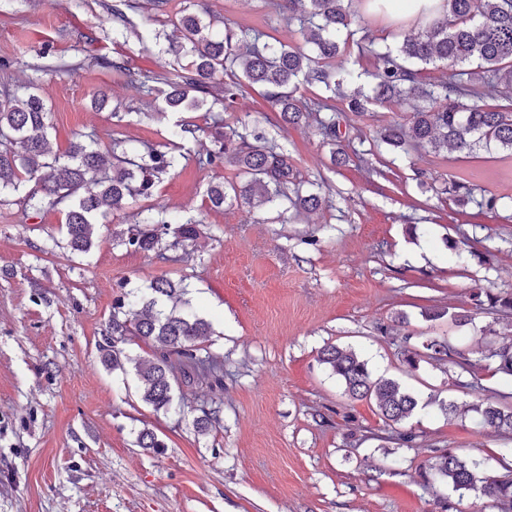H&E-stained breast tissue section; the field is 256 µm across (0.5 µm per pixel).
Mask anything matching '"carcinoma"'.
<instances>
[{
	"instance_id": "cac0c4a2",
	"label": "carcinoma",
	"mask_w": 512,
	"mask_h": 512,
	"mask_svg": "<svg viewBox=\"0 0 512 512\" xmlns=\"http://www.w3.org/2000/svg\"><path fill=\"white\" fill-rule=\"evenodd\" d=\"M289 20H296L307 50L280 41H260L252 36L251 46L237 52L241 39L249 33L231 26L218 33L197 13H183L174 23L180 42L191 52L188 67L166 74L146 77L138 88L151 93L150 83L165 86V110L179 112L199 107L204 95L224 65L241 69L243 81L224 86L223 111H233L242 82L266 89L285 125L300 126L315 117L323 142L333 146L332 154L344 156L340 144V122L329 111L324 98L302 101L296 97L297 83L321 85L334 92L345 82L354 81L352 72L336 73L328 63L341 51L339 35L354 34L356 25L363 35L357 42L359 53L374 58L369 74L372 94L356 87L349 95V109L362 113L372 102L406 106L409 116L403 123L382 127L380 142L393 152H437L443 148L464 154L481 149L500 148L512 151V0H443V14L422 19L415 31L394 45L378 47L367 34L365 21L351 9L352 0H285ZM441 67V77L427 83L421 80L422 67ZM487 98H500L505 104L489 108ZM217 128L215 148L200 160L204 165L235 164L244 181L224 185L214 183L207 192L211 207L221 208L227 201L263 206L273 201L283 212H312L327 200L304 189L297 179L288 153L268 144L262 133L239 129L223 116L214 118ZM49 113L43 99L34 91L20 97L9 92L0 98V141L10 148L0 150V194L18 190L24 182L35 189L27 199L32 208L56 206L69 202L66 221V245L74 253H87L94 245V225L109 212L122 210L140 197L152 195L156 183L173 166L175 155L146 147L142 151L118 152L121 141L112 140V149L103 152L84 142L71 144L66 157L52 152L48 144ZM196 129L176 124L170 130V145L184 148L195 137ZM462 208L477 213L494 210L498 198L468 182L453 181L440 188ZM183 241L197 237L196 220L172 225V221L149 213L135 221L128 232L127 245L136 251L149 252L158 243L153 225ZM184 289L167 277L152 282L150 293L140 298L138 319H126V296L118 297L105 329L106 362L121 369L131 363L141 384L143 402L154 410L168 408L173 401L175 371L184 368L191 375L207 378L220 370L212 361L197 357L198 343L209 334V324L194 315L178 310ZM476 306L494 314L512 311L511 294H493L482 288L473 293ZM133 336L151 348L146 357H131L118 344ZM430 358L450 357L453 346L445 340L432 339L426 345ZM495 370L512 376V342L490 351ZM320 361L330 367L354 398L374 400L383 418L399 423L418 407L415 394L391 378L371 377L367 363L352 350L329 345L320 353ZM485 429L512 432V401L490 402L476 409ZM480 462L467 461L452 449L436 456L434 469L446 479L453 491L465 494L478 491L499 503L512 504V479L480 478Z\"/></svg>"
}]
</instances>
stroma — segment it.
<instances>
[{
  "instance_id": "obj_1",
  "label": "stroma",
  "mask_w": 512,
  "mask_h": 512,
  "mask_svg": "<svg viewBox=\"0 0 512 512\" xmlns=\"http://www.w3.org/2000/svg\"><path fill=\"white\" fill-rule=\"evenodd\" d=\"M186 11L218 31L303 41L284 0H0V90L35 85L54 153L81 133L103 150L116 139L163 150L175 122L197 128L151 196L97 224L88 253L66 246V205L24 207L32 183L0 206V512H501L480 493L454 492L433 463L450 448L480 461L481 476L507 473L512 434L479 428L476 408L512 394V377L486 357L512 341V315L477 310L471 293H512V152L395 154L376 138L404 109L357 114L340 100L354 154L335 162L317 123L283 125L264 88L246 84L234 118L287 150L328 206L291 221L274 203L212 208L209 185L238 171L199 165L214 147L206 110L164 111L161 96L133 85L188 64L169 50ZM420 170L436 187L469 179L500 203L469 225L447 195L420 187ZM147 208L197 220L195 241L168 233L154 251L130 248L128 229ZM468 235L479 252L457 261L448 244ZM161 276L182 282L187 312L210 323L200 354L224 379H178L157 412L133 370L107 368L99 346L114 300ZM450 307L471 321L448 322L440 312ZM435 338L471 361L479 389L447 361L405 370L401 351ZM330 344L413 391V415L393 424L346 395L319 360ZM448 400L463 414L444 415ZM145 428L162 447L137 446Z\"/></svg>"
}]
</instances>
